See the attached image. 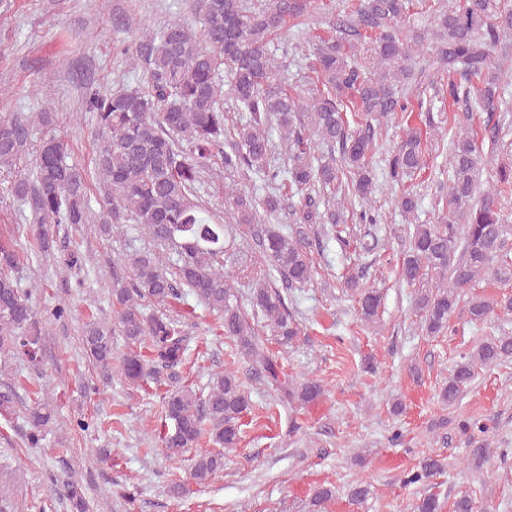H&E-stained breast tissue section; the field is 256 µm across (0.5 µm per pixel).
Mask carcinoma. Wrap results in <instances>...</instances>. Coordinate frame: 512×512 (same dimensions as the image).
<instances>
[{"label": "carcinoma", "instance_id": "cac0c4a2", "mask_svg": "<svg viewBox=\"0 0 512 512\" xmlns=\"http://www.w3.org/2000/svg\"><path fill=\"white\" fill-rule=\"evenodd\" d=\"M433 15L426 32L405 24L415 0H347L333 12L327 0H193L194 20L178 15L160 29L120 48L131 69L146 75L142 86L120 85L102 93L86 87L84 111L91 114L99 141L93 172L68 162L71 148L54 128V113L0 114V190L18 204L19 217L36 224L41 247H49L53 228L96 223L101 237L115 229L141 224L160 246L176 252L178 266L169 275L157 252L129 260L131 273L112 275V307L127 352L119 358L125 380L143 386L147 367H173L187 349L185 312L178 317L147 312V305L171 306L189 292L223 320L224 337L233 340L246 363L244 370L211 375L206 392L171 382L162 397L166 429L161 442L177 460L209 434L216 449L196 455L191 477L201 485L224 469V449L242 440L244 418L252 403L241 374L267 382L284 405L317 402L324 393L318 381L296 385L286 378L279 357L264 349L247 319L228 276L218 268L226 239L235 228L255 241L268 269L252 276L249 303L262 316L275 342L288 346L300 336L301 323L288 307V290L311 281L312 263L302 230L291 235L274 224H258V210L285 212L295 224H318V237L329 235L344 246L347 224L368 253L378 242L365 237L383 221L373 205L377 184L372 158L382 138L383 122L397 121L402 135L386 159V176L396 184L429 169L426 141L452 123L448 148V187L439 190L442 224H414L399 277L414 288V311L421 331L439 336L463 308L474 322L496 313L512 316V301L497 303L472 292L480 282L512 281V225L503 201L512 194V162L497 167L484 190L479 170L484 149L507 143L509 130L498 113L512 102L497 91L490 74L493 56L512 59V0H420ZM331 14L325 34L307 53L310 81L288 83V65L278 59L280 41L308 24L312 13ZM432 44L425 71L415 68L424 46ZM230 76L224 96L222 73ZM448 105L452 115H432L426 90ZM477 101L487 112L478 131L469 128V107ZM241 112L232 121L230 112ZM43 136L29 151L35 125ZM285 144L287 158L276 162L272 132ZM34 154L33 166L26 155ZM221 155L224 173L261 176L264 195L257 200L236 184L224 186V205L236 225L225 224L201 203L200 186L208 163ZM104 189L98 219L91 220L90 175ZM298 201H293L294 196ZM405 218L415 217L419 199L406 188L393 200ZM19 255L10 239L0 238V350L35 354L41 336L32 289L13 275ZM277 273L281 287L271 283ZM358 305L360 320L379 317L382 295L349 275L343 282ZM88 356L103 368L112 364V330L95 322L82 336ZM512 359V336L501 333L476 342L460 355L440 390L452 407L474 380L477 368ZM28 441L42 440L52 419L47 404L37 402L26 414ZM459 433L474 440L487 432L481 419H461ZM445 470L443 459L426 455L406 472L405 482L421 484ZM60 490L75 512H86L80 485ZM336 493L314 488L310 512H329ZM435 495L418 499L414 512H442Z\"/></svg>", "mask_w": 512, "mask_h": 512}]
</instances>
